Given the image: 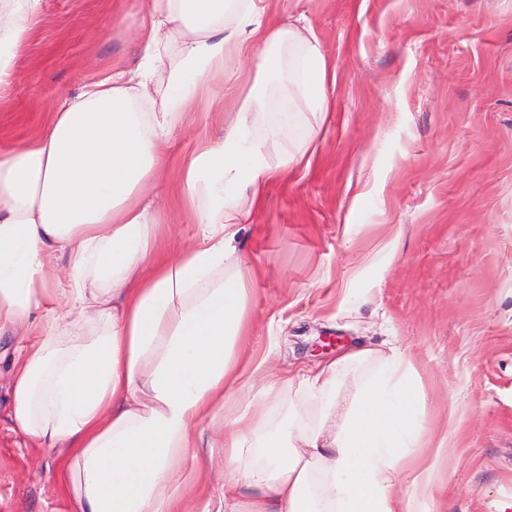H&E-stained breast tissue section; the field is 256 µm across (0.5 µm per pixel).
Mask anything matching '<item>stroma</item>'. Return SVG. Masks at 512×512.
<instances>
[{"instance_id":"obj_1","label":"stroma","mask_w":512,"mask_h":512,"mask_svg":"<svg viewBox=\"0 0 512 512\" xmlns=\"http://www.w3.org/2000/svg\"><path fill=\"white\" fill-rule=\"evenodd\" d=\"M126 15L109 26L114 7ZM304 16L327 62L309 168L268 186L242 233L251 334L284 385L269 426H309L303 379L371 342L412 351L447 432L445 512H512V0H276ZM140 0H46L0 99V146L33 135L113 65L136 63ZM170 164L152 195L173 236L197 227ZM0 334V512H69L54 450L14 430ZM224 451L201 458L184 512H222Z\"/></svg>"}]
</instances>
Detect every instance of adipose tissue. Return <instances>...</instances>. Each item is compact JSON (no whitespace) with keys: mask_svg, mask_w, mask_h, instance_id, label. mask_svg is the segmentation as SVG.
Segmentation results:
<instances>
[{"mask_svg":"<svg viewBox=\"0 0 512 512\" xmlns=\"http://www.w3.org/2000/svg\"><path fill=\"white\" fill-rule=\"evenodd\" d=\"M45 0H0V95ZM274 0H143L136 67H116L0 149V332L33 339L14 358L10 417L58 452L71 512H180L175 479L196 429L222 417L224 512H423L447 498V434L424 436L429 405L413 356L391 347L347 406L336 392L364 345L305 378L318 425L252 437L262 407L225 416L270 359L243 352L253 270L240 254L245 213L269 183L310 165L313 133L273 119L288 94L324 112L327 64L312 28L265 22ZM251 59L247 92L219 137L200 128L172 193L197 226L167 241L150 197L173 136L205 86ZM67 268H60V260Z\"/></svg>","mask_w":512,"mask_h":512,"instance_id":"ef3b65f1","label":"adipose tissue"}]
</instances>
